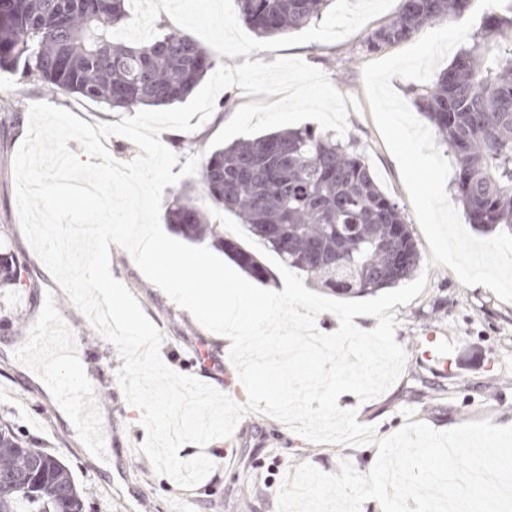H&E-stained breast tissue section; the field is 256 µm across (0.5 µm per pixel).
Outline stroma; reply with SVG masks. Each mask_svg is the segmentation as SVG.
Here are the masks:
<instances>
[{"mask_svg":"<svg viewBox=\"0 0 512 512\" xmlns=\"http://www.w3.org/2000/svg\"><path fill=\"white\" fill-rule=\"evenodd\" d=\"M151 2L130 0L129 5L152 12ZM400 4L401 0H333L321 18L306 28L261 38L239 18L234 0H188L186 5L152 12L153 25L148 30L130 25L126 33L129 39L143 41L155 35L156 25L163 23L187 32L219 66L298 57L324 72L339 92L360 106L359 111L348 114L343 143L355 145L380 189L399 205L426 260L431 256L429 245L398 165L374 123L363 83L367 63L402 49L398 43L377 52L365 47L367 37L387 24ZM216 101L211 117L197 130L161 133L160 139L168 147L175 139H184V148L176 152L179 163L193 156L208 157L217 132L251 98L234 86L220 92ZM35 103L62 108L95 125L118 123L129 115L128 110L116 111L63 91L44 92L24 82L18 73L0 70V253L13 256L26 267L23 286L0 285V422L39 441L71 469L77 484L87 492L84 512H276L282 478L299 464L335 473L340 460L346 458L356 471L368 473L376 461V447L314 444L282 422L251 412L242 418L232 437L214 440L203 449L190 443L180 448V459L203 452L215 468L194 488L178 487L169 477L155 474L147 457L137 452L146 432L140 425V410L126 402L118 382L124 361L72 306L61 316L62 332L81 336L85 350L95 356L98 387L107 412L101 426L112 448V466L104 468L87 455L65 427L52 399L20 373L5 352L19 336L15 320H22L27 328L40 325L35 315L38 294L56 285L22 232L16 203L13 158L26 136L29 108ZM112 274L161 331L160 353L169 367L198 378L235 402H245L246 391L223 342L171 303L117 245L112 248ZM393 311L395 340L407 351L401 378L365 403L354 394H342L339 407L356 408L358 422L373 426L380 437L390 436L404 425L402 411L406 408L413 410L415 420L437 430L484 418L496 425L512 424V303L500 301L483 286H464L449 268L433 266L423 293L409 304L394 306ZM436 345L447 346V364L436 366L425 358V351ZM249 484L257 487L258 495L246 511L239 503Z\"/></svg>","mask_w":512,"mask_h":512,"instance_id":"1","label":"stroma"}]
</instances>
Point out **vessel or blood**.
<instances>
[{
    "instance_id": "obj_1",
    "label": "vessel or blood",
    "mask_w": 512,
    "mask_h": 512,
    "mask_svg": "<svg viewBox=\"0 0 512 512\" xmlns=\"http://www.w3.org/2000/svg\"><path fill=\"white\" fill-rule=\"evenodd\" d=\"M28 347L44 356L40 378L52 388L58 403L68 406L72 426L87 436V450L100 456L108 454L109 448L100 435L101 426L95 414L98 393L95 387L85 383L81 364L70 352L69 337L56 331L47 334L36 327L29 333Z\"/></svg>"
}]
</instances>
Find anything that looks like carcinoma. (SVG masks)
<instances>
[{"label": "carcinoma", "mask_w": 512, "mask_h": 512, "mask_svg": "<svg viewBox=\"0 0 512 512\" xmlns=\"http://www.w3.org/2000/svg\"><path fill=\"white\" fill-rule=\"evenodd\" d=\"M128 0H0V69L111 108L184 100L213 67L188 34L167 28L146 43L121 40ZM332 0H237L258 36L297 31ZM470 0H401L367 39L380 50L463 12ZM492 12L435 78L416 93L419 111L453 159L454 193L467 223L512 233V6ZM205 200L289 267L343 294L367 295L409 280L420 254L399 205L376 183L361 155L313 127L240 138L219 146L199 173ZM185 240L211 239L260 282L271 274L254 250L228 237L188 191L166 210ZM16 260L0 278L21 279ZM0 512H58V496L83 512L71 469L33 440L0 424Z\"/></svg>", "instance_id": "carcinoma-1"}]
</instances>
